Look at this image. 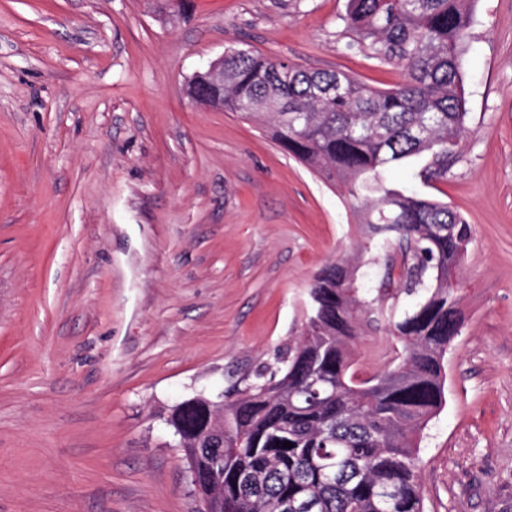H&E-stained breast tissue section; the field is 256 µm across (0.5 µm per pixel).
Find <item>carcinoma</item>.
Wrapping results in <instances>:
<instances>
[{
  "label": "carcinoma",
  "mask_w": 512,
  "mask_h": 512,
  "mask_svg": "<svg viewBox=\"0 0 512 512\" xmlns=\"http://www.w3.org/2000/svg\"><path fill=\"white\" fill-rule=\"evenodd\" d=\"M476 0H348V47L402 70L374 88L335 70H307L250 49L224 52V84L208 75L193 92L224 111L262 118L289 154L358 203L370 238L397 243L375 291L356 286L358 265L323 268L309 289L294 346L224 397V455L211 437L210 397L169 410L183 456L224 512H425L418 443L446 402L445 357L465 314L458 279L471 224L447 203L389 183V170L426 155L444 178L466 134L461 71ZM423 295L410 310L401 295ZM385 323L395 356L358 375L353 347ZM290 442L288 449L282 443Z\"/></svg>",
  "instance_id": "carcinoma-1"
}]
</instances>
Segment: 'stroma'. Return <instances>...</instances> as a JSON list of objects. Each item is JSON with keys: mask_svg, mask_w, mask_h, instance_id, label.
Listing matches in <instances>:
<instances>
[{"mask_svg": "<svg viewBox=\"0 0 512 512\" xmlns=\"http://www.w3.org/2000/svg\"><path fill=\"white\" fill-rule=\"evenodd\" d=\"M347 0H0V512H197L162 417L294 344L314 276L385 256L269 129L194 105L239 47L376 87ZM463 155L394 173L472 226L466 321L419 448L425 512H512V0H477ZM393 339L367 329L362 377Z\"/></svg>", "mask_w": 512, "mask_h": 512, "instance_id": "stroma-1", "label": "stroma"}]
</instances>
